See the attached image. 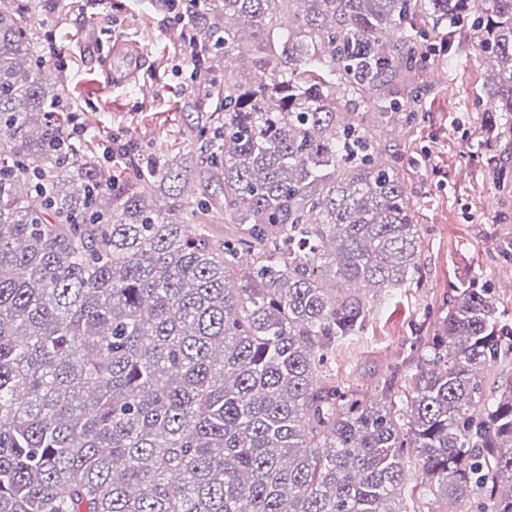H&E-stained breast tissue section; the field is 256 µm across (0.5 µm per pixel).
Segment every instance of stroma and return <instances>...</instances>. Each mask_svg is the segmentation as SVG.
<instances>
[{"instance_id": "1", "label": "stroma", "mask_w": 512, "mask_h": 512, "mask_svg": "<svg viewBox=\"0 0 512 512\" xmlns=\"http://www.w3.org/2000/svg\"><path fill=\"white\" fill-rule=\"evenodd\" d=\"M33 3L35 46L56 67L55 90L86 136L102 146L115 136L133 142L135 164L160 151L179 162L204 151L193 128L213 111V89L223 86L224 74L216 72L211 86L191 80L190 48L163 0ZM120 36L149 45L142 75L150 96L111 85V42ZM424 77L433 86L422 102L428 119L385 141L404 156L406 195L422 226L420 270L405 287L368 300L363 327L336 346L327 364L336 385L368 400L390 375L409 390L416 338L434 327L461 279L486 289L512 329V259L501 255L512 246V158L502 179L470 149L486 67L473 52L466 66L439 65Z\"/></svg>"}]
</instances>
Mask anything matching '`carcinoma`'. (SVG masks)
Instances as JSON below:
<instances>
[{"label":"carcinoma","instance_id":"carcinoma-1","mask_svg":"<svg viewBox=\"0 0 512 512\" xmlns=\"http://www.w3.org/2000/svg\"><path fill=\"white\" fill-rule=\"evenodd\" d=\"M29 10L0 0V512H408L409 450L434 499L512 512V383L477 379L512 329L485 289L454 286L406 421L393 376L379 402L323 380L356 291L419 271L382 137L425 120L417 76L462 63L461 21L496 100L472 136L487 159L512 143V0H186L224 66L194 202L165 155L102 183Z\"/></svg>","mask_w":512,"mask_h":512}]
</instances>
